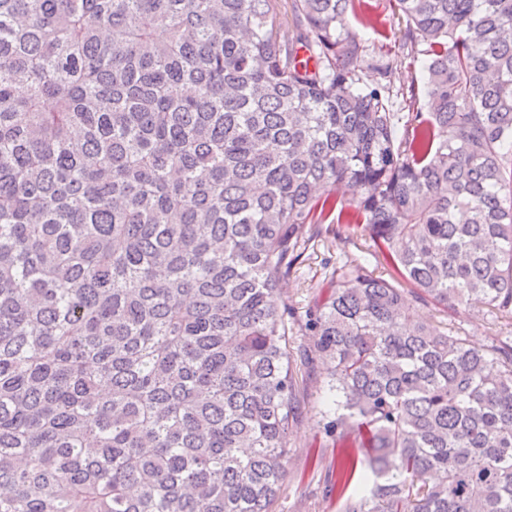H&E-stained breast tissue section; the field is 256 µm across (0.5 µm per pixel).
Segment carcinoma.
Returning a JSON list of instances; mask_svg holds the SVG:
<instances>
[{
	"mask_svg": "<svg viewBox=\"0 0 512 512\" xmlns=\"http://www.w3.org/2000/svg\"><path fill=\"white\" fill-rule=\"evenodd\" d=\"M394 2L422 107L355 0H291L288 37L279 0H0V512H269L308 224L512 319V0ZM397 280L346 261L306 311L361 452L330 491L512 512V336L413 323ZM422 61V57L415 62H410L408 59L401 66L398 65L397 68H394L391 74V82L394 86V90L395 88L408 86L414 81L422 87Z\"/></svg>",
	"mask_w": 512,
	"mask_h": 512,
	"instance_id": "1",
	"label": "carcinoma"
}]
</instances>
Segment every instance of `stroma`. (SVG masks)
<instances>
[{
    "mask_svg": "<svg viewBox=\"0 0 512 512\" xmlns=\"http://www.w3.org/2000/svg\"><path fill=\"white\" fill-rule=\"evenodd\" d=\"M357 12L372 18L374 26L356 24L355 29L367 45L378 54H402L405 18L394 12L392 0H358ZM306 249L283 284L284 299L292 308L297 321L288 327V349L298 356L307 338L297 322L304 319L305 310L314 299L328 293L331 272L345 257L369 261L368 236L354 225L321 224L305 228ZM407 305L414 319L445 327L465 336L471 345L485 348L499 336H512V325L503 326L485 312L458 307L443 310L433 303L408 298ZM296 394L301 402L299 423L290 435L287 477L280 496L270 512H342V503L329 495L327 486L336 472V437L329 434L326 422L335 408V395L330 392L323 376L299 375Z\"/></svg>",
    "mask_w": 512,
    "mask_h": 512,
    "instance_id": "1",
    "label": "stroma"
}]
</instances>
